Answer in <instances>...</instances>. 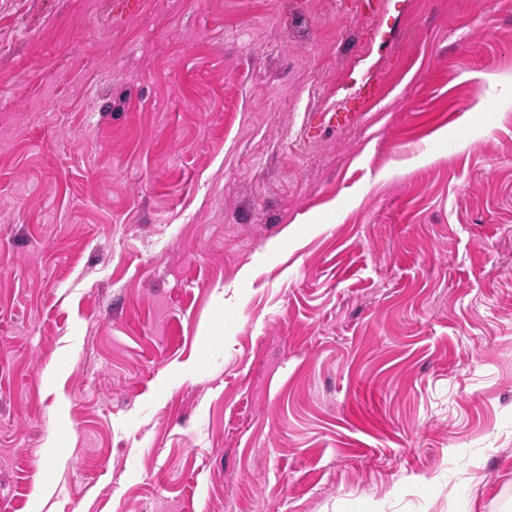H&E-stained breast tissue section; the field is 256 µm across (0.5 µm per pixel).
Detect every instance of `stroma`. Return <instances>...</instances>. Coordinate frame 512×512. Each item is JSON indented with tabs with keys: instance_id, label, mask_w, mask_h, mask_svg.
Returning a JSON list of instances; mask_svg holds the SVG:
<instances>
[{
	"instance_id": "obj_1",
	"label": "stroma",
	"mask_w": 512,
	"mask_h": 512,
	"mask_svg": "<svg viewBox=\"0 0 512 512\" xmlns=\"http://www.w3.org/2000/svg\"><path fill=\"white\" fill-rule=\"evenodd\" d=\"M0 512H512V0H0Z\"/></svg>"
}]
</instances>
